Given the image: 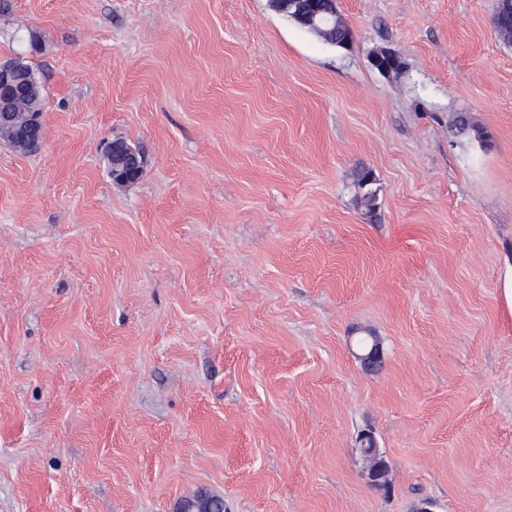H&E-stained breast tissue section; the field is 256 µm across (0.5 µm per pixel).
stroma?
<instances>
[{"instance_id": "35a3bbf8", "label": "stroma", "mask_w": 512, "mask_h": 512, "mask_svg": "<svg viewBox=\"0 0 512 512\" xmlns=\"http://www.w3.org/2000/svg\"><path fill=\"white\" fill-rule=\"evenodd\" d=\"M494 6L338 0L344 50L269 0H0L44 126L33 154L0 139V512H512ZM460 112L479 135L449 136ZM12 62L15 65L16 79L27 89V92L32 89H39L41 92L42 83L37 70L27 63L20 55L14 58ZM375 177L370 169H363L358 173L357 184L361 194L356 197V205L363 216L373 221L377 217L378 210V189L374 188Z\"/></svg>"}]
</instances>
